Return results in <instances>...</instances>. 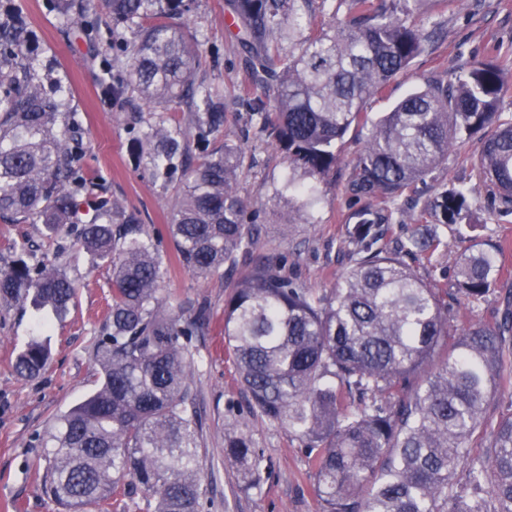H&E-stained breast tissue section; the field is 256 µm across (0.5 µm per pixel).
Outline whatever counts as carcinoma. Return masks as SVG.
I'll return each mask as SVG.
<instances>
[{
    "label": "carcinoma",
    "instance_id": "carcinoma-1",
    "mask_svg": "<svg viewBox=\"0 0 512 512\" xmlns=\"http://www.w3.org/2000/svg\"><path fill=\"white\" fill-rule=\"evenodd\" d=\"M347 13L312 27L313 0H226L248 57V121L288 158L283 191L297 209L315 197L307 178L340 161L338 143L367 123L364 101L429 52L434 32L411 18L447 0H346ZM192 0H107L124 35L111 42L112 77L103 94L123 109L168 110L186 104L199 144L219 133V96L193 77L198 45L168 19ZM93 0H58L76 28ZM289 47H284V43ZM27 18L0 3V213L41 224L56 235L77 223L79 199L92 215L79 244L112 267L106 336L94 349L100 383L63 412L46 438L42 490L61 512H109L128 499L144 512H202L200 423L191 401L193 340L207 322L199 301L173 311L160 296L167 263L144 225L121 203L96 193L77 167L81 121L64 96L49 95L34 63ZM509 71L499 58L473 60L447 81L424 86L371 124L353 162L348 191L364 205L347 225L342 249L351 263L327 293L295 285L272 258L258 256L249 280L224 303V345L250 412L288 425L314 464L321 512H512V411L488 406L508 377L512 304L492 323L448 330V289L419 278L410 259L431 260L444 245L437 225L486 227L481 206L459 187H440L424 203L431 224L393 241L389 215L372 204L395 202L448 161L464 137L480 135L475 160L495 188L490 214L512 213V119L500 102ZM143 167L169 179L186 167L187 129L160 121L130 127ZM243 151L234 144L205 153L175 206L169 234L174 261L208 278L235 266L261 231L245 223L234 185ZM455 272L457 294L486 298L498 280L497 251L474 235ZM0 266V307L30 304L65 314L75 286L57 253L37 256L28 243ZM50 356L48 339L30 338L16 373L35 379ZM490 445L470 455L469 440ZM224 459L241 482L259 490L264 452L243 425L224 438Z\"/></svg>",
    "mask_w": 512,
    "mask_h": 512
}]
</instances>
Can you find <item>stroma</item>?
<instances>
[{
    "mask_svg": "<svg viewBox=\"0 0 512 512\" xmlns=\"http://www.w3.org/2000/svg\"><path fill=\"white\" fill-rule=\"evenodd\" d=\"M471 0L421 14L418 25L437 29L432 49L417 58L408 75L392 79L384 92L366 100L364 108L375 118L404 98L423 78H447L449 70L490 54L512 63V0ZM32 30L36 65L61 85L85 130L79 164L98 177L106 196L117 199L135 214L153 235L160 253L172 256L174 246L166 226L181 194L182 177L163 181L138 166L130 149L128 113L104 97L102 84L112 70L105 45L113 36L112 18L104 4L89 17L93 26L82 33L72 27L51 0H14ZM199 44L194 77L220 90L224 101V128L210 139V148L230 142L245 152L244 168L236 186L248 204L247 221L262 232L251 254L239 256L228 275L206 279L170 263L161 294L171 302L203 301L209 321L197 336L192 368L195 408L201 421L202 480L214 502L212 512H319L312 492L314 469L299 438L287 425L250 414L249 396L237 384L236 366L224 350V301L247 277L257 255L276 259L278 271L304 288L324 291L335 287L346 268L340 251L355 206L347 191L352 162L364 146L369 130L352 127L341 145V161L315 183L317 202L307 212L287 201L270 204L274 186L288 174L285 153L247 120L245 100L250 89L242 49L224 25V0H197L190 15L172 20ZM479 138L458 142L417 191L408 194L393 217L392 236H407L422 224L424 200L436 187L456 183L467 188L481 205H490L492 189L479 179L474 161ZM446 245L431 262H412L418 277L439 287L453 288V268L462 246L455 228H441ZM486 236L498 245V285L485 300L450 301L451 329L472 321L493 320L512 296V213L493 216ZM26 241L39 252L65 250L67 272L77 286V297L65 318L48 315L51 359L45 373L34 380L20 378L13 367L20 348L37 332L29 307L0 309V512H55L42 492L44 447L41 436L56 417L80 401L97 385L99 367L94 346L102 334L111 300L110 267L79 250L74 235L46 236L43 225L17 223L0 217V255ZM243 422L256 447L270 460L261 491L244 489L234 467L224 461V436L232 424Z\"/></svg>",
    "mask_w": 512,
    "mask_h": 512,
    "instance_id": "stroma-1",
    "label": "stroma"
}]
</instances>
